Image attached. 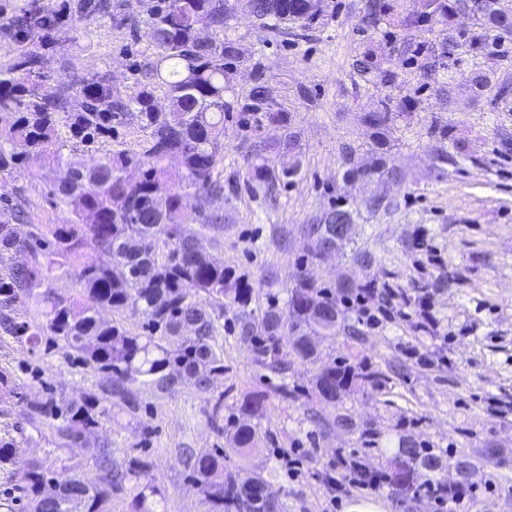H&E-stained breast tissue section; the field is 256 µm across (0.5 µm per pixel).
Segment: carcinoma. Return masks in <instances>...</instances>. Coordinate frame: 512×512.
Wrapping results in <instances>:
<instances>
[{
	"label": "carcinoma",
	"mask_w": 512,
	"mask_h": 512,
	"mask_svg": "<svg viewBox=\"0 0 512 512\" xmlns=\"http://www.w3.org/2000/svg\"><path fill=\"white\" fill-rule=\"evenodd\" d=\"M226 0H152L147 19L130 12L117 23L151 29L153 56L141 68V79L129 91L112 85L108 76H75L59 90L38 93L30 88L40 77L48 32L57 19L33 16L21 22L32 47L17 50L15 61L0 70V114L9 122L0 126V174H8L24 159L47 158L55 173L52 196L71 214L65 224L49 228L51 239L39 254L34 235L25 228L23 209L15 207L0 217V335L24 336L36 350L50 336L83 364L111 379L112 395L134 407L128 385L141 381L174 394L189 382L203 394L217 395L211 418L218 420L224 408V361L216 353L213 336L218 317L202 308L196 297L204 293L224 310L229 303L239 308L237 336L248 344L257 364L282 373L285 356L315 364L319 352L315 336H335L349 328L343 301L366 292L377 293L372 281L348 278L326 287L318 284L310 268L322 260V252L350 250L353 259L368 268L372 253L352 247V236L338 229L352 224V210L334 205L303 227L308 239L300 273L290 290L286 307L269 305L259 317L249 306L251 288L236 272L214 261L202 243L207 230H219L226 222L222 211L198 212L197 231L191 233L183 217L195 201L235 192L224 182V146L219 136L232 112H250L258 121L282 129L275 143L287 156L295 150V135L288 117L257 85L243 98L235 92V62L240 57L234 41L224 35L229 12ZM244 8L269 32L288 34L323 23L326 0H242ZM503 0H422L419 12L405 16L401 26L419 30L427 22L453 27L461 14L471 16L473 28L448 33L441 46L421 65V76L430 79L447 68L461 46L476 56H496L512 41V10ZM205 20L210 33L201 36L197 23ZM366 73L385 83L394 73L371 59L361 62ZM474 97L494 105L512 93L486 70L474 66L465 73ZM83 99L82 110L67 111L68 91ZM399 113L387 102L369 112L366 122L383 131ZM126 128L137 149L112 151L99 158L81 159L56 149L78 139L92 143L112 133L113 124ZM269 145H253L246 158L247 181L252 189L273 190L301 176L299 164L274 169L265 164ZM179 159L183 183L173 186L163 162ZM348 181L370 178L378 182L399 176L391 156L380 153L361 164L353 153L343 157ZM139 176L129 179L128 169ZM94 247L99 260L82 261L84 249ZM34 256L29 263L17 255ZM70 274L79 281L78 297H62L47 287L50 280ZM27 301L41 306L43 320H20L17 307ZM130 311L144 319V332L133 334L103 316L105 312ZM288 337L283 352L282 337ZM373 382L376 375L356 372L347 365L318 367L315 385L322 400L334 404L354 379ZM264 402L248 396L235 407L228 445L238 453L252 447L256 428L252 420L263 414ZM112 407L84 395L59 406L54 401L32 407L34 414H51L59 421L56 431L68 445L87 444V435L109 418ZM92 459L98 472L93 482L55 464H24L23 477L31 512H110L112 489L125 480L140 481L133 512H165L164 501L148 474L149 465L137 460L123 468L112 459V448L97 443ZM185 462L206 512H283V504L266 493L257 476L242 482L224 467V452L196 456L185 449ZM446 463L415 439L403 437L389 460L384 480L395 494H417L428 487L448 489L438 476Z\"/></svg>",
	"instance_id": "obj_1"
}]
</instances>
